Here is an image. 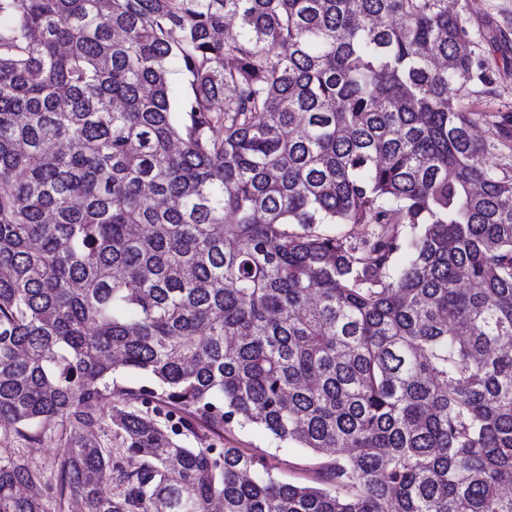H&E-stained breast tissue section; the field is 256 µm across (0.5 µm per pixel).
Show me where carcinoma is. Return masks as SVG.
<instances>
[{
	"label": "carcinoma",
	"instance_id": "carcinoma-1",
	"mask_svg": "<svg viewBox=\"0 0 512 512\" xmlns=\"http://www.w3.org/2000/svg\"><path fill=\"white\" fill-rule=\"evenodd\" d=\"M472 44L447 0H0V435L59 445L52 481L0 448V512H512ZM231 445L251 454L265 455L281 479L296 483H311L319 478L315 456L287 444L278 443L257 427L236 430L232 436L224 435Z\"/></svg>",
	"mask_w": 512,
	"mask_h": 512
}]
</instances>
